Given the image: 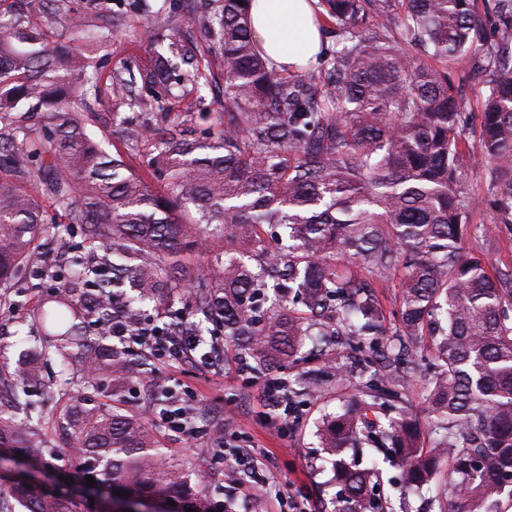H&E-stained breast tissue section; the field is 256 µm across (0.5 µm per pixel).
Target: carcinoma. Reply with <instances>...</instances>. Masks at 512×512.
Returning <instances> with one entry per match:
<instances>
[{
  "mask_svg": "<svg viewBox=\"0 0 512 512\" xmlns=\"http://www.w3.org/2000/svg\"><path fill=\"white\" fill-rule=\"evenodd\" d=\"M251 0H213L186 23L208 38L190 74L189 50L172 27L162 50L139 70L154 92L129 108L168 121L150 141L146 128L121 120L125 151L109 154L86 133L77 100L122 99L126 79L101 84L92 62L95 30L110 32L112 10L94 6L69 17L75 45L64 54L24 15L0 16V307L56 218L80 227L87 253L77 272L33 313L43 338L34 359L80 373L74 393L46 410L31 399L32 363L11 372L26 398L0 405V468L13 449L45 462L66 456L76 473L110 490L164 498L213 512L191 492L189 473L167 460L157 427L143 417L93 405L98 379L128 372L120 343L83 338L86 312L106 321L119 297L137 322L147 307L183 297L193 329L208 347L229 340L260 373L295 369L293 397L316 398L323 378L357 372L354 403L325 414L321 452L334 466V512H387L383 471L361 465L368 449L400 470L399 494L432 489L448 461L440 505L454 512L512 509V273L492 276L464 238L473 203L459 185L463 102L448 63L473 56L489 73L478 151L496 192L500 222L512 223V0H496L492 33L474 0H321L319 17L336 25V48L323 74L304 66L280 73L255 49ZM496 51H484L487 37ZM224 80V123L213 140L187 138L168 102L182 86L194 104L200 86ZM42 114L41 126L12 113ZM149 152L165 181L154 191L127 158ZM36 183L42 194L21 187ZM281 226L288 244L264 239ZM201 260L193 279L185 260ZM354 259L382 277L400 269L395 330L386 327L373 286L345 264ZM329 341L319 354L306 341ZM421 382L430 446L409 401ZM70 436L58 448L49 430ZM79 512L68 493L42 492L0 478V512Z\"/></svg>",
  "mask_w": 512,
  "mask_h": 512,
  "instance_id": "cac0c4a2",
  "label": "carcinoma"
}]
</instances>
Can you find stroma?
Masks as SVG:
<instances>
[{
  "label": "stroma",
  "mask_w": 512,
  "mask_h": 512,
  "mask_svg": "<svg viewBox=\"0 0 512 512\" xmlns=\"http://www.w3.org/2000/svg\"><path fill=\"white\" fill-rule=\"evenodd\" d=\"M157 17L145 19L136 10L134 0H111L112 12L120 22L111 35L101 39L94 51L97 69L106 73L115 68L137 69L150 57L147 44L162 33L168 15L186 14L193 9L192 0H157ZM471 61L463 59L449 65L448 76L458 86L466 103L467 123L460 130L464 153L460 160L459 185L464 196L475 199L471 215L475 232L469 233L465 248L469 254L483 258L490 273L512 270V229L500 226L496 211L489 205L491 187L484 163L474 147L480 121V108L488 92L486 78H471ZM200 107L186 108L176 103V111H188V120L197 136L217 133V116L223 109L222 88L202 89ZM114 103L104 98L92 103L84 114L85 127L95 139L105 141L108 149L123 148L121 128L112 124ZM492 227V237L482 236L481 227ZM53 267L68 276L67 257L57 240L45 239L43 248L30 264L24 279L10 296L12 306L0 311V356L14 359L22 345L17 335L20 325L31 324L32 313L47 292L44 267ZM246 361L234 347L223 350L219 368L207 370L200 364H178L144 353L139 345L129 348V373L119 384L101 383L97 400L103 407H116L122 412L149 414L158 425L171 461L194 467L197 458L212 459L211 469L200 472L196 490L206 498L223 502L228 512H253L250 492L258 481L279 487L280 495L264 500V512H328L336 489L331 486L332 472L318 448L316 436L323 413L339 410L358 395L357 379L345 381L342 387H325L316 400L300 403L295 417L289 418L285 432H278L271 422L280 412L273 408L262 391L263 377L245 370ZM197 398L209 401L206 418L195 419L203 434L188 438L173 432L162 423L153 403L161 392H170V409L184 404L185 389ZM248 448L258 457L259 473L237 468L234 452Z\"/></svg>",
  "instance_id": "1"
}]
</instances>
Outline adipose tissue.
Instances as JSON below:
<instances>
[{
    "mask_svg": "<svg viewBox=\"0 0 512 512\" xmlns=\"http://www.w3.org/2000/svg\"><path fill=\"white\" fill-rule=\"evenodd\" d=\"M316 0H253V40L270 65L279 69L305 64L322 47L314 16Z\"/></svg>",
    "mask_w": 512,
    "mask_h": 512,
    "instance_id": "obj_1",
    "label": "adipose tissue"
}]
</instances>
